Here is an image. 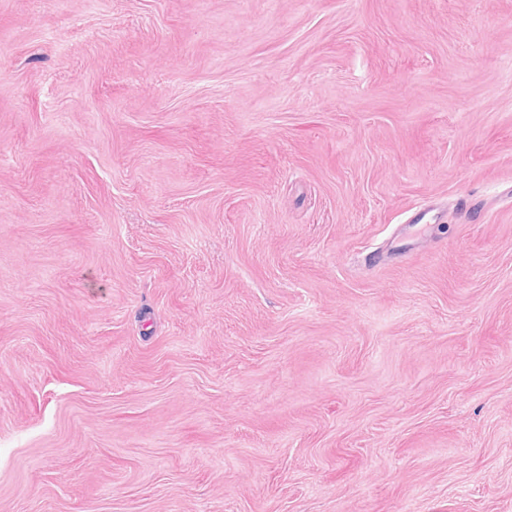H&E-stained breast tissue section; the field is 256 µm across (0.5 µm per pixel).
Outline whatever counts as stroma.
Instances as JSON below:
<instances>
[{"label": "stroma", "instance_id": "obj_1", "mask_svg": "<svg viewBox=\"0 0 512 512\" xmlns=\"http://www.w3.org/2000/svg\"><path fill=\"white\" fill-rule=\"evenodd\" d=\"M0 512H512V0H0Z\"/></svg>", "mask_w": 512, "mask_h": 512}]
</instances>
